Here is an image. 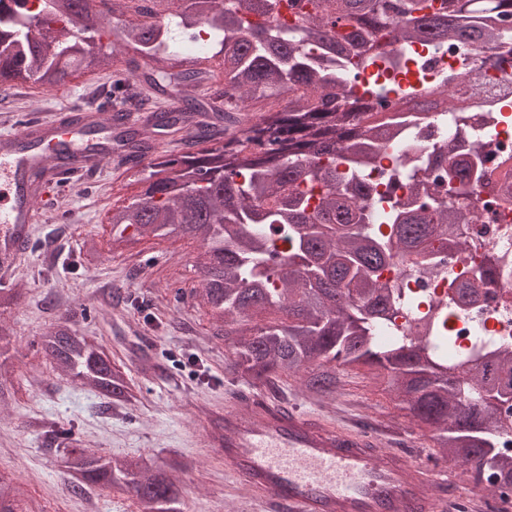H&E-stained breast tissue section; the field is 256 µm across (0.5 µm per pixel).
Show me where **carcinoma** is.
I'll use <instances>...</instances> for the list:
<instances>
[{
	"label": "carcinoma",
	"instance_id": "1",
	"mask_svg": "<svg viewBox=\"0 0 512 512\" xmlns=\"http://www.w3.org/2000/svg\"><path fill=\"white\" fill-rule=\"evenodd\" d=\"M0 0V84L58 88L77 71L101 67L99 22L87 27L86 0ZM155 21L112 26V48L150 102L182 99L180 112L158 109L149 123L126 131L146 154L154 137L180 135V149L151 158L142 190L112 209V250L144 238H188L206 244L194 257L199 287L189 292L220 335L232 337L228 367L248 385L275 389L283 375L315 396L340 388L337 368H367L395 409L407 410L450 463L492 472L491 491L512 490V456L497 450L499 403L512 400V350L476 359L470 380L495 400L471 398L456 369L427 351L418 326L411 342L380 347L374 329L398 304V288L376 272L400 257L432 255L458 244V227L473 216L443 201L396 202L378 224L362 223L371 199L358 177L396 134L366 119L349 97L351 79L374 64L366 44H474L480 67L512 65L502 22L512 0H401L390 15L381 0H152ZM204 26L223 56L224 85L205 87L204 56L180 51ZM471 78L441 86L398 89L399 103L437 112L465 109ZM350 165L342 177L336 163ZM462 186L470 166L442 169ZM20 289L0 284V407L14 396L10 350L16 331L5 313ZM53 371L116 406L133 398L126 365L61 317L40 336ZM70 492L91 487L136 491L135 512H187L171 472L194 467L187 457L113 458L73 446L60 457ZM0 512H44L26 488L0 473Z\"/></svg>",
	"mask_w": 512,
	"mask_h": 512
}]
</instances>
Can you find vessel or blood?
Listing matches in <instances>:
<instances>
[{
    "label": "vessel or blood",
    "mask_w": 512,
    "mask_h": 512,
    "mask_svg": "<svg viewBox=\"0 0 512 512\" xmlns=\"http://www.w3.org/2000/svg\"><path fill=\"white\" fill-rule=\"evenodd\" d=\"M111 114L80 106L0 133V271L10 272L33 227L63 188L103 166H130ZM202 441L224 470L266 504L265 512H446L440 470L409 464L383 440L352 425L254 405L218 413Z\"/></svg>",
    "instance_id": "1"
}]
</instances>
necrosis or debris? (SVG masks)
Instances as JSON below:
<instances>
[{
  "label": "necrosis or debris",
  "mask_w": 512,
  "mask_h": 512,
  "mask_svg": "<svg viewBox=\"0 0 512 512\" xmlns=\"http://www.w3.org/2000/svg\"><path fill=\"white\" fill-rule=\"evenodd\" d=\"M412 51L413 60L391 73V81L430 85L439 77L477 69L479 50L470 44L417 43ZM396 122L397 140L362 170V179L398 196L424 181L476 219L461 225L459 246L441 250L432 266L393 263L382 270V281L400 288L402 297L398 314L381 324L375 336L390 344L417 324L446 329L454 339L448 364L462 372L475 353L512 349V208L500 206L504 187L495 175L502 160L512 159V95L486 86L469 111L401 112ZM449 144L455 145L456 158L474 170L466 188L437 182L427 166L428 158ZM465 280L485 292L486 301L461 304L455 287Z\"/></svg>",
  "instance_id": "necrosis-or-debris-1"
}]
</instances>
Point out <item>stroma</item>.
<instances>
[{
	"label": "stroma",
	"mask_w": 512,
	"mask_h": 512,
	"mask_svg": "<svg viewBox=\"0 0 512 512\" xmlns=\"http://www.w3.org/2000/svg\"><path fill=\"white\" fill-rule=\"evenodd\" d=\"M120 56H108L97 71L74 75L58 90L32 85L0 88V128L13 115L52 118L56 109L77 100L101 103ZM143 167H106L81 181L59 204L56 218L36 224L31 241L10 279L21 285L11 313L17 331L13 352L17 393L0 411V469L25 484L46 512H133L130 499L97 489L76 496L67 490L56 444L43 435L56 424L73 431L84 447L103 455L151 452L160 461L177 455L196 458L195 470L180 474L189 512H262L249 491L225 475L223 462L200 442L193 417L196 406L250 407L253 389L224 370L228 349L212 335L206 312L176 289L199 284L193 258L198 242L172 239L144 242L107 254L108 214L136 194ZM70 315L76 328L97 337L113 359L128 364L134 399L106 409L102 399L50 369L38 339L57 317ZM342 389L331 399L308 398L294 378L279 387L289 406L330 420L388 436L397 433V450L413 461L430 458L425 431L409 412L394 409L389 396L373 385L367 369L340 371Z\"/></svg>",
	"instance_id": "obj_1"
}]
</instances>
